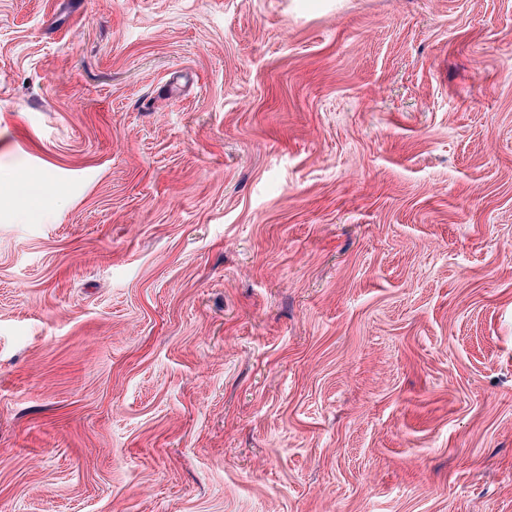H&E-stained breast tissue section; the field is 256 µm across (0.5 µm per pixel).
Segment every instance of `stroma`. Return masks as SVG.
<instances>
[{"mask_svg":"<svg viewBox=\"0 0 512 512\" xmlns=\"http://www.w3.org/2000/svg\"><path fill=\"white\" fill-rule=\"evenodd\" d=\"M0 512H512V0H0Z\"/></svg>","mask_w":512,"mask_h":512,"instance_id":"35a3bbf8","label":"stroma"}]
</instances>
